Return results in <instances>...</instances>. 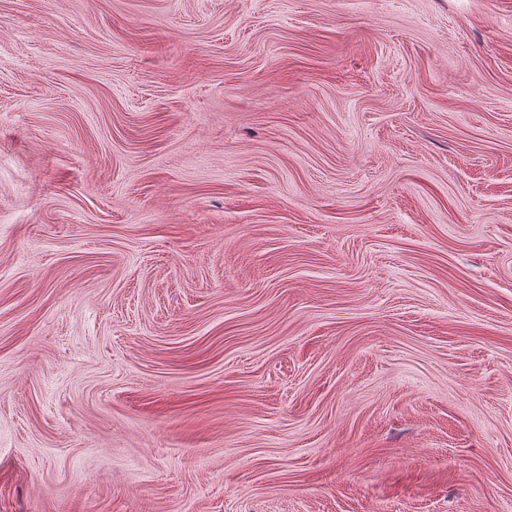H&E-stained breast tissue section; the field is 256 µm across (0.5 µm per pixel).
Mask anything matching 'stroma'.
<instances>
[{
  "mask_svg": "<svg viewBox=\"0 0 512 512\" xmlns=\"http://www.w3.org/2000/svg\"><path fill=\"white\" fill-rule=\"evenodd\" d=\"M0 512H512V0H0Z\"/></svg>",
  "mask_w": 512,
  "mask_h": 512,
  "instance_id": "1",
  "label": "stroma"
}]
</instances>
